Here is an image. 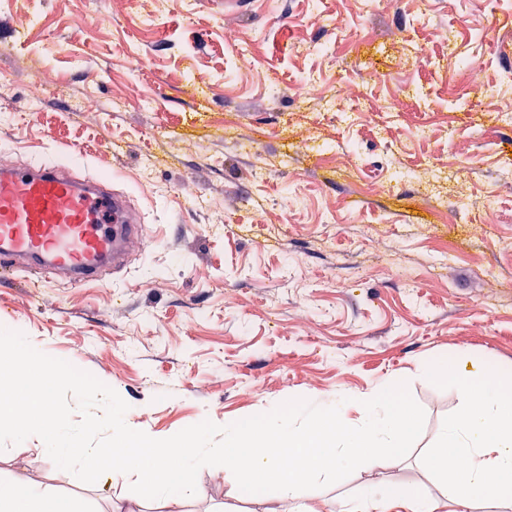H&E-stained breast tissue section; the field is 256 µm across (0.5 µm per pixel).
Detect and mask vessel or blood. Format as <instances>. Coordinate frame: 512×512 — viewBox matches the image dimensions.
Listing matches in <instances>:
<instances>
[{"mask_svg":"<svg viewBox=\"0 0 512 512\" xmlns=\"http://www.w3.org/2000/svg\"><path fill=\"white\" fill-rule=\"evenodd\" d=\"M141 230L126 196L76 180L66 165L0 169L1 279L34 262L73 285L93 280Z\"/></svg>","mask_w":512,"mask_h":512,"instance_id":"1","label":"vessel or blood"}]
</instances>
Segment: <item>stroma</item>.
Wrapping results in <instances>:
<instances>
[{"label":"stroma","instance_id":"35a3bbf8","mask_svg":"<svg viewBox=\"0 0 512 512\" xmlns=\"http://www.w3.org/2000/svg\"><path fill=\"white\" fill-rule=\"evenodd\" d=\"M192 3L0 0V166L107 179L145 226L96 281L0 282V327L111 384L130 428L160 439L406 382L425 412L410 453L301 503L340 512L373 482L444 497L426 461L459 395L421 362L512 368V125L496 112L512 0ZM450 40L475 67L456 87L419 60ZM367 68L379 80L362 83ZM311 77L341 88L331 106L297 96ZM404 83L424 100L394 98ZM84 100L94 108L76 111ZM324 143L334 161L318 162ZM40 445L0 450V478L24 474L87 512H163L130 477L82 483ZM267 499L204 468L184 510L263 512Z\"/></svg>","mask_w":512,"mask_h":512}]
</instances>
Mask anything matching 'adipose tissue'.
Instances as JSON below:
<instances>
[{"label": "adipose tissue", "instance_id": "1", "mask_svg": "<svg viewBox=\"0 0 512 512\" xmlns=\"http://www.w3.org/2000/svg\"><path fill=\"white\" fill-rule=\"evenodd\" d=\"M420 370L437 383H451L461 398L431 455L432 471L447 479L448 494L440 500L375 483L341 512H475L481 503L512 512V384L483 365L449 378L448 361L441 357L422 362ZM0 512L83 510L17 475L0 481Z\"/></svg>", "mask_w": 512, "mask_h": 512}]
</instances>
